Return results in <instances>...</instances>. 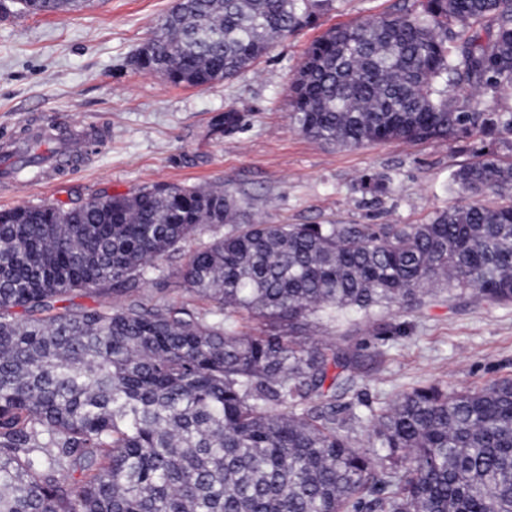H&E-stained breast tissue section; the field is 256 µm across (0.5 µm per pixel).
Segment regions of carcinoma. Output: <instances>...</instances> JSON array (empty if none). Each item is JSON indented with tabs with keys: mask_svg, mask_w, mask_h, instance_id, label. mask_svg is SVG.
I'll return each instance as SVG.
<instances>
[{
	"mask_svg": "<svg viewBox=\"0 0 512 512\" xmlns=\"http://www.w3.org/2000/svg\"><path fill=\"white\" fill-rule=\"evenodd\" d=\"M84 0H13V13ZM336 0H189L135 56L174 85L228 80ZM492 35L485 41L479 32ZM512 0H414L332 27L289 87L292 125L340 148L512 138ZM473 197L427 224H240L224 188L157 183L80 209L0 210V512H512V379L414 387L376 411L369 449L336 402L357 357L307 345L309 318L421 302L432 283L512 303V159L475 149ZM496 192L504 202L476 197ZM180 276L205 307L137 279L209 224ZM124 296L78 306L71 294ZM266 321L236 331L232 314ZM457 98L460 101L461 105H465L469 109H487L489 107L496 108L498 110H505L512 107V95H504L497 100H493L490 97H479L472 98L465 92L457 93Z\"/></svg>",
	"mask_w": 512,
	"mask_h": 512,
	"instance_id": "carcinoma-1",
	"label": "carcinoma"
}]
</instances>
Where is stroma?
I'll return each instance as SVG.
<instances>
[{
    "label": "stroma",
    "mask_w": 512,
    "mask_h": 512,
    "mask_svg": "<svg viewBox=\"0 0 512 512\" xmlns=\"http://www.w3.org/2000/svg\"><path fill=\"white\" fill-rule=\"evenodd\" d=\"M175 0H99L78 12L0 17V135L33 119L90 123L110 141L58 183L0 192V209L74 208L99 193L132 195L167 183L221 185L242 221L264 224H425L465 195L449 183L473 160L479 139L330 146L299 133L288 89L307 46L329 28L395 11L402 0H337L316 23L274 43L235 77L174 86L137 70L132 58ZM233 112V126L214 123ZM371 174L385 189L365 191ZM206 227L138 285L144 298L189 301L179 271L191 250L230 232ZM305 342L355 351L357 386L343 404L380 407L416 386L474 388L512 378V304L438 287L422 306H396L321 321Z\"/></svg>",
    "instance_id": "obj_1"
}]
</instances>
